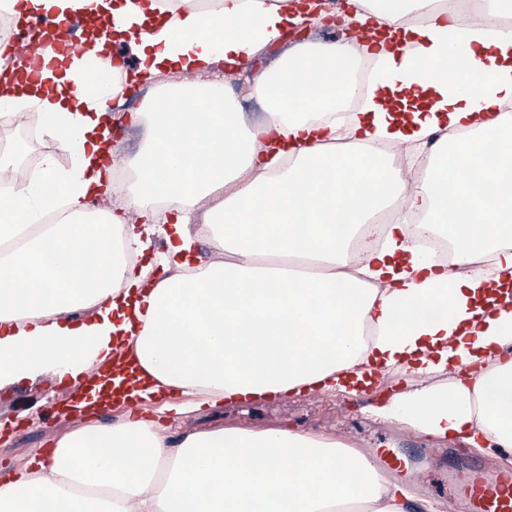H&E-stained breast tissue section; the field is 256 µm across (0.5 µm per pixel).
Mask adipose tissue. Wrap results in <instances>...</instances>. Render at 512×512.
I'll return each instance as SVG.
<instances>
[{"instance_id": "obj_1", "label": "adipose tissue", "mask_w": 512, "mask_h": 512, "mask_svg": "<svg viewBox=\"0 0 512 512\" xmlns=\"http://www.w3.org/2000/svg\"><path fill=\"white\" fill-rule=\"evenodd\" d=\"M426 0H349L358 22L395 25ZM300 0H0V13L35 20L112 19L134 64L116 65L94 38L61 69L43 68L16 90L0 78V103L37 110L43 134L72 156L44 155L18 191L0 194V390L44 374L79 377L132 346L129 374L95 386L148 397L160 388L216 407L318 385L346 392L364 366L397 370L416 386L376 417L481 449L512 447V0H482L459 28L447 9L404 27L409 47H380L381 64L358 112L333 119L327 92L353 47L296 45L252 86L264 122L250 126L215 79L300 25ZM193 73L161 83L166 72ZM151 95L133 124L145 143L121 214L91 221L88 198L108 167V98L135 84ZM435 161L408 184L369 145L425 143ZM348 139L347 153L328 151ZM494 145L487 157L486 145ZM164 193L175 222L163 256L172 276L144 288L112 243L142 252L128 215L153 222ZM402 199L377 249L352 253L351 238L378 208ZM65 207V224H42ZM448 229L456 262L490 256L482 276L437 269L412 241L410 216ZM209 226L221 260L191 266L194 225ZM194 269L192 279L183 270ZM81 310L93 318L80 321ZM469 368L445 385L431 375ZM50 469L0 485V512H438L384 478L363 453L285 428L225 427L172 445L154 422H95L60 438Z\"/></svg>"}]
</instances>
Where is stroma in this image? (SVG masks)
<instances>
[{
  "label": "stroma",
  "instance_id": "35a3bbf8",
  "mask_svg": "<svg viewBox=\"0 0 512 512\" xmlns=\"http://www.w3.org/2000/svg\"><path fill=\"white\" fill-rule=\"evenodd\" d=\"M291 48L288 40L274 42L241 71L226 78L225 84L233 89L234 101L246 118H258L267 109L263 99L247 93L249 82L269 70ZM27 117V122L13 128L0 125V153L14 151L24 155L40 146L55 154L61 167H70L69 154L61 151L52 138L42 137L36 145L29 141L26 127L38 124L39 115L31 111ZM414 385V379L392 370L377 376L362 395L355 397L315 388L285 398L237 399L219 408L205 406L182 413L172 409L173 404L182 402L181 393L164 388L149 399L136 401L130 410L115 404L94 414L76 413L63 418L58 411L69 404L76 381L67 378L59 382L49 375L33 382L25 380L0 391V483L14 480L23 469L32 470L45 462L54 451L56 441L66 433L94 420L117 423L133 414L156 422L161 434L172 443L190 431L236 426L253 431L285 427L314 433L340 439L366 454L387 448L403 458L414 449L422 448L429 459L428 465L418 474L412 469H403L394 473V480L408 485L419 497L442 503L445 512H457L456 496L448 485L449 472L470 463L512 471V452L500 448L480 452L469 448L458 455L451 442L422 436L373 415V408L388 402L394 393L413 389ZM49 412L58 415L56 425L45 423Z\"/></svg>",
  "mask_w": 512,
  "mask_h": 512
}]
</instances>
